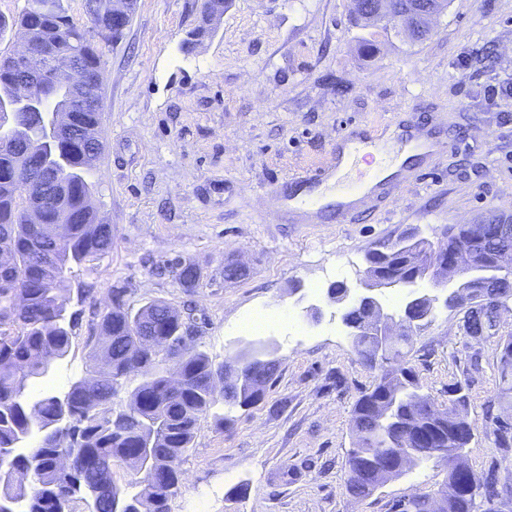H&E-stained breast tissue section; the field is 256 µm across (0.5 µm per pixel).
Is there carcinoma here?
<instances>
[{
    "mask_svg": "<svg viewBox=\"0 0 512 512\" xmlns=\"http://www.w3.org/2000/svg\"><path fill=\"white\" fill-rule=\"evenodd\" d=\"M90 27L73 22L61 0H26L16 17L0 14V36L13 30L26 36L54 58L82 57L101 88L104 49L123 32L97 40L95 30L110 20L112 0H83ZM26 83L15 56L0 58V99L13 98L16 87ZM30 91L45 104V111L66 108L68 96L58 76L42 78ZM45 119L30 110L12 116L0 112V134L14 142L0 150V251L12 253V262L0 264V448L9 450L0 467L30 473L27 484L0 494L3 512H75L74 504L98 491V512H114L140 494L156 496L150 512H170L169 501L179 487V465L192 449L202 417L213 414L224 424L219 405L249 408L262 400L274 380V359L247 361L242 382L224 388V363L215 361L191 340L177 349L162 351L145 341L176 340L181 324L167 314L169 303L161 299L131 311L120 295L100 307L93 288L81 291L89 303L91 322L98 334L91 349L102 354L105 368L88 386L71 382L66 392L38 394L28 386L50 375L54 365L69 354L80 313L69 309L61 284L74 266L94 263L112 251V225L97 220L89 204L91 172L100 154H90L89 142L65 138L47 145L39 127ZM36 156L38 169L57 177L59 198L38 218L55 224L57 237L39 235L25 215L21 188L13 180L15 170ZM483 232L488 252L512 248V227L502 224H456L439 241L450 250L467 244ZM177 281L183 288H197L200 280L190 263L177 260ZM360 359L370 368L376 344L370 336L353 337ZM406 352L393 351L392 369L378 368L373 387L361 394L352 410L355 436L348 451L344 487L348 494L366 499L378 490L383 460L403 454L420 465L433 462L445 471L453 469L470 444L473 434L455 435L451 425L457 412L465 411L468 396L462 385L448 391V405L439 409L442 420L429 421L428 407L435 404L413 368L404 362ZM500 388L498 402L512 411V334L498 344ZM125 393L136 408L143 432L126 423ZM499 448H512V424L493 432ZM73 454L69 468L57 458ZM126 468L129 478L116 477L114 465ZM476 494L462 491L449 501L447 512H474L476 497L507 505L512 491H499L495 482L472 473Z\"/></svg>",
    "mask_w": 512,
    "mask_h": 512,
    "instance_id": "carcinoma-1",
    "label": "carcinoma"
}]
</instances>
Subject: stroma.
<instances>
[{"label": "stroma", "instance_id": "35a3bbf8", "mask_svg": "<svg viewBox=\"0 0 512 512\" xmlns=\"http://www.w3.org/2000/svg\"><path fill=\"white\" fill-rule=\"evenodd\" d=\"M200 0H137L122 38L102 63L104 150L90 177L93 203L111 224L112 250L66 281L72 309L94 288L137 308L161 299L199 318L198 342L215 360L263 341L279 363L263 399L199 422L180 466L170 512H397L398 501L436 493L445 474L421 464L368 499L347 496L350 419L376 372L353 347L328 288L356 286L364 254L403 233L437 239L451 224L496 217L512 222V0H448L431 35L413 42L370 34L350 0H231L217 31L189 40ZM374 37L370 54L361 39ZM423 129L440 146L375 208L336 221L326 209L283 210L289 178L335 164L339 136L390 139ZM197 264V288H181L166 260ZM246 265L238 280L226 262ZM316 305L323 316L303 312ZM462 313L438 307L412 338L407 360L438 404L462 384L477 473L512 487V449L496 447L498 337L512 333V309L495 336H465ZM81 323L68 357L45 388L64 391L102 362ZM246 498L229 499L239 482Z\"/></svg>", "mask_w": 512, "mask_h": 512}]
</instances>
